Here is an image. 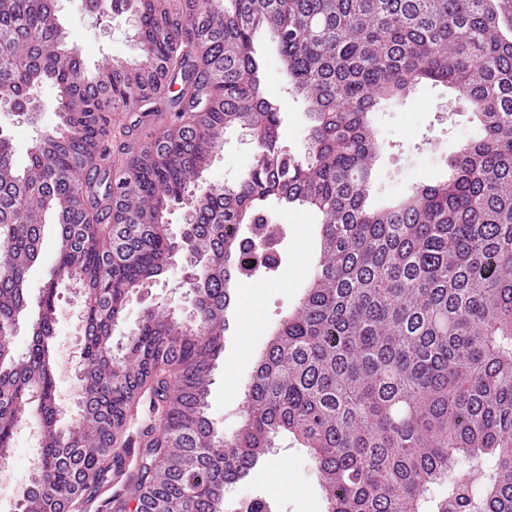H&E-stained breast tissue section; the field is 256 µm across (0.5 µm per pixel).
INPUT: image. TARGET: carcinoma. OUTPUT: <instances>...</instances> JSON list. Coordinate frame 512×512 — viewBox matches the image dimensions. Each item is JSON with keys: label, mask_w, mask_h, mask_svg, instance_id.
<instances>
[{"label": "carcinoma", "mask_w": 512, "mask_h": 512, "mask_svg": "<svg viewBox=\"0 0 512 512\" xmlns=\"http://www.w3.org/2000/svg\"><path fill=\"white\" fill-rule=\"evenodd\" d=\"M140 19V57L88 75L55 0H0V96L17 108L57 90L58 124L18 171L0 136V329L29 307L45 225L58 241L27 352L0 344V450L33 419L40 464L22 512H217L275 439L310 449L326 512H512V0H91ZM275 44L311 127L302 154L263 96L255 36ZM422 81L457 92L483 134L448 179L373 207L378 151L368 115ZM170 115L149 141L141 121ZM231 129L256 154L232 185H203ZM195 221L175 239L166 214ZM320 217L304 297L256 364L239 432L207 414L224 352L230 285L278 272L250 225L274 208ZM257 259L241 264L248 251ZM196 316L148 307L122 353L129 302L175 257ZM84 292L76 415L62 423L52 355L58 284ZM38 398L31 399V392ZM136 458L130 466V458ZM448 483L445 494L426 496Z\"/></svg>", "instance_id": "1"}]
</instances>
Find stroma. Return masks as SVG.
I'll return each mask as SVG.
<instances>
[{
    "mask_svg": "<svg viewBox=\"0 0 512 512\" xmlns=\"http://www.w3.org/2000/svg\"><path fill=\"white\" fill-rule=\"evenodd\" d=\"M58 18L71 32V46L87 69H94L106 59H131L140 53L126 15L99 17L88 9L85 0H58ZM256 47L264 58L265 93L285 117L282 142L293 152H304L310 129L306 105L292 92L282 62L266 38H258ZM32 96L39 104L34 112L0 106V133L10 138L13 160L20 169L28 163L32 143L57 122L55 89L43 84L33 90ZM371 125L380 145L374 159L371 196L379 205L407 195L418 184L446 176L457 146L482 134L470 109L457 100L453 90L441 84L418 85L403 102L379 106L371 114ZM254 156L255 146L247 133L227 132L203 180L208 184H234L250 169ZM272 220L284 227L280 272L240 284L237 306L227 316L224 354L213 372L208 417L215 430L227 438L241 426L244 390L253 365L265 351L276 326L297 308L319 253L320 224L314 212L277 213ZM184 279V261L175 259L145 297L127 305L123 320L114 331V342H122L136 327L144 307L160 306L180 314L192 312L195 298ZM82 304L81 295L73 289L59 288L54 349L56 393L61 397L78 386L74 352L81 336L74 314ZM28 454L26 441L15 436L6 459L8 470L0 475V512H16L12 494L28 482ZM251 499L266 501L270 512H326L316 466L308 450L290 436L282 437L247 479L226 489L224 512H235L239 502Z\"/></svg>",
    "mask_w": 512,
    "mask_h": 512,
    "instance_id": "35a3bbf8",
    "label": "stroma"
}]
</instances>
